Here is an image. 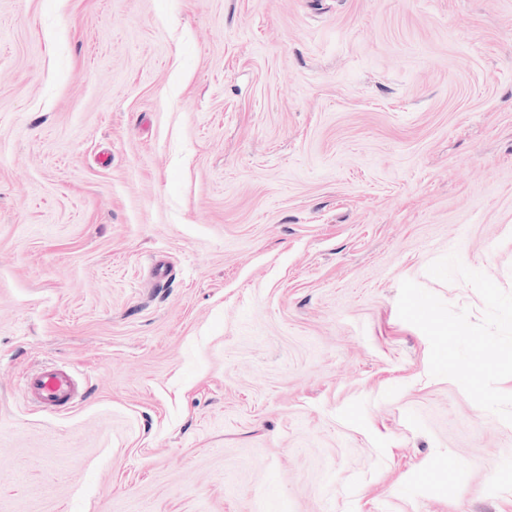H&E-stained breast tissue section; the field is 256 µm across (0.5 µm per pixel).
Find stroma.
Listing matches in <instances>:
<instances>
[{"instance_id":"1","label":"stroma","mask_w":512,"mask_h":512,"mask_svg":"<svg viewBox=\"0 0 512 512\" xmlns=\"http://www.w3.org/2000/svg\"><path fill=\"white\" fill-rule=\"evenodd\" d=\"M452 252L512 291V0H0V512H512ZM24 389L33 393L44 409H56L68 403L75 392L70 374L53 364L46 365L23 380Z\"/></svg>"}]
</instances>
